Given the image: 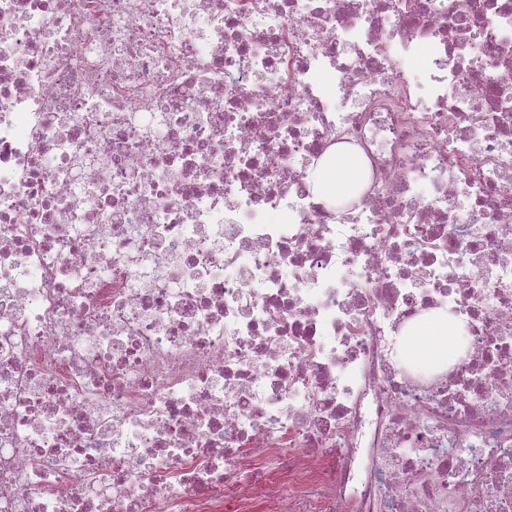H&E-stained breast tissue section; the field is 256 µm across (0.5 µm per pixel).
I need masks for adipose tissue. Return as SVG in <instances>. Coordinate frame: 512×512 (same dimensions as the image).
<instances>
[{
  "mask_svg": "<svg viewBox=\"0 0 512 512\" xmlns=\"http://www.w3.org/2000/svg\"><path fill=\"white\" fill-rule=\"evenodd\" d=\"M363 162L352 149L340 146L328 163L312 174L316 191L326 198L342 197L361 179ZM408 359L425 365L452 363L462 353L460 328L451 319L424 316L411 332L405 346Z\"/></svg>",
  "mask_w": 512,
  "mask_h": 512,
  "instance_id": "adipose-tissue-1",
  "label": "adipose tissue"
}]
</instances>
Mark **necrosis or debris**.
Returning a JSON list of instances; mask_svg holds the SVG:
<instances>
[{
	"instance_id": "4bbe7bcc",
	"label": "necrosis or debris",
	"mask_w": 512,
	"mask_h": 512,
	"mask_svg": "<svg viewBox=\"0 0 512 512\" xmlns=\"http://www.w3.org/2000/svg\"><path fill=\"white\" fill-rule=\"evenodd\" d=\"M0 512H512V0H0ZM362 175L361 157L348 147L338 146L330 162L315 168L312 180L321 196L338 199L357 184ZM460 328L449 318L424 316L404 349L408 359L425 365L452 363L462 354Z\"/></svg>"
}]
</instances>
